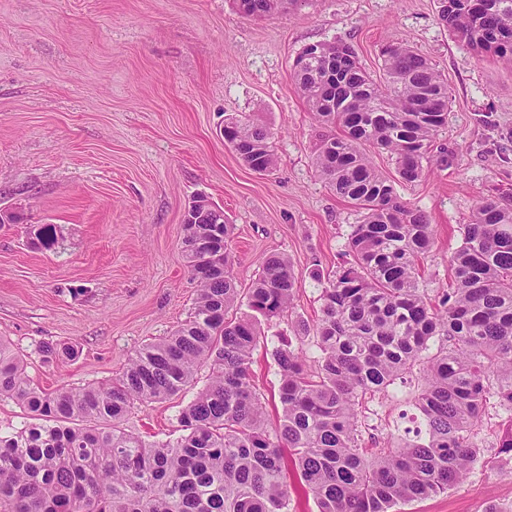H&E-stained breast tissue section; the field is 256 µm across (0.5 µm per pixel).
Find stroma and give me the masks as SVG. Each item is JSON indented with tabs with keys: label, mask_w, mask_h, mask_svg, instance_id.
I'll use <instances>...</instances> for the list:
<instances>
[{
	"label": "stroma",
	"mask_w": 512,
	"mask_h": 512,
	"mask_svg": "<svg viewBox=\"0 0 512 512\" xmlns=\"http://www.w3.org/2000/svg\"><path fill=\"white\" fill-rule=\"evenodd\" d=\"M437 0H296L255 20L233 0H0V336L49 392L118 377L144 344L169 336L194 311L198 287L183 251L182 214L199 194L220 206L239 287L263 259L287 255L299 289L291 311L264 324L288 336L319 315L314 268L343 260L357 215L315 166L323 129L299 93L294 57L323 41L351 44L380 75L381 47H414L448 82V122L428 174L400 188L435 234L422 264L429 294L448 286L459 227L497 196L512 204V69L479 58L437 19ZM272 134L271 173L251 171L224 143L225 118ZM55 225L52 250L31 238ZM73 356L44 360L42 344ZM139 406L122 423L149 442L176 441L178 414L205 385ZM251 375L268 419L277 367L265 347ZM412 387L396 383L362 412L361 445L384 447L415 429ZM505 410L490 402L484 457L454 488L397 512H512V459L498 455Z\"/></svg>",
	"instance_id": "35a3bbf8"
}]
</instances>
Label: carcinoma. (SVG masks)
<instances>
[{
  "instance_id": "1",
  "label": "carcinoma",
  "mask_w": 512,
  "mask_h": 512,
  "mask_svg": "<svg viewBox=\"0 0 512 512\" xmlns=\"http://www.w3.org/2000/svg\"><path fill=\"white\" fill-rule=\"evenodd\" d=\"M290 0H236L262 19ZM439 23L477 56L512 66V0H439ZM383 79L344 42L304 47L293 62L298 88L324 135L315 162L359 215L346 260L325 274L316 322L299 321L270 355L280 411L266 418L250 366L266 340L261 322L291 307V262L267 256L248 288L232 274V226L224 211L199 210L183 225L195 310L164 339L145 345L110 383L45 392L0 338V397L38 423L0 434V512H290L289 481L312 495L317 512H392L444 492L482 459L478 434L487 404L508 411L498 454L512 458V205L482 200L448 261V289L432 301L421 263L432 251L427 216L397 186L426 177L434 137L448 118V85L409 46L380 51ZM224 143L252 171L275 164L272 135L246 119L224 122ZM387 154L394 176L369 152ZM41 247L58 244L42 224ZM209 382L180 413L176 443H149L119 427L135 405L181 392L203 365ZM422 384L420 427L374 455L360 446L361 408L413 374Z\"/></svg>"
}]
</instances>
